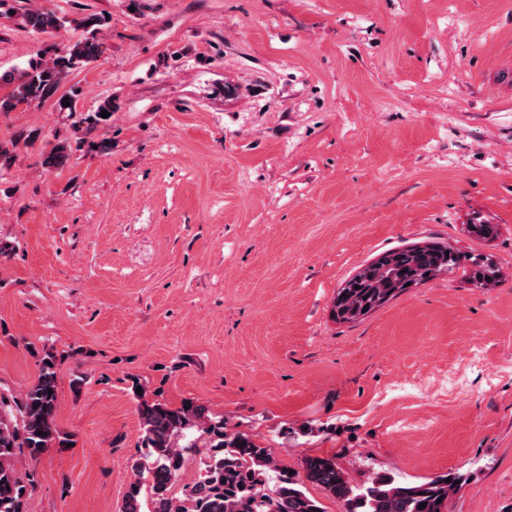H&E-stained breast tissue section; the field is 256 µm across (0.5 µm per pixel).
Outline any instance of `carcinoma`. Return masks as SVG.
Instances as JSON below:
<instances>
[{"mask_svg": "<svg viewBox=\"0 0 512 512\" xmlns=\"http://www.w3.org/2000/svg\"><path fill=\"white\" fill-rule=\"evenodd\" d=\"M65 23V18L49 9L30 10L21 16L23 27L35 35H50ZM103 23L104 17L97 14L84 16L79 21L83 38L54 45L47 62L35 61L16 76H1L13 89L0 95V113L52 98L74 69L98 61L105 52L98 38ZM65 102L70 106H63ZM58 105L75 117L73 127L80 134L77 144L87 142L107 153L109 145L93 141L92 135L110 121L101 117V111L112 112V101H103L92 112H79L72 94L60 97ZM41 156L48 171L61 170L70 161L71 146L48 139ZM457 271L474 285L498 278V270L488 258L465 255L443 242L387 250L338 289L334 315L343 322L353 321L363 308L373 311L412 282L419 284ZM60 372L57 361L47 357L42 359L37 378L19 395L9 397L0 392V512H29L31 481L14 469L16 451L25 449L36 458L54 444L64 445L56 425ZM137 411L145 453L132 465L134 479L127 487L122 512H141L145 487L153 512H323L321 504L307 495V483L342 502L344 512H446L448 499L465 481L459 473L418 483L376 476L367 485L356 487L333 456H308L302 462V473L291 475L288 467L274 462L267 449L248 434L227 431L224 420L215 419L205 405L194 400L173 406L142 397ZM193 432L208 436L215 453L204 463V473L185 485L184 497L178 499L171 488L182 473L185 455L196 448L188 439ZM423 502L426 507H419Z\"/></svg>", "mask_w": 512, "mask_h": 512, "instance_id": "carcinoma-1", "label": "carcinoma"}]
</instances>
